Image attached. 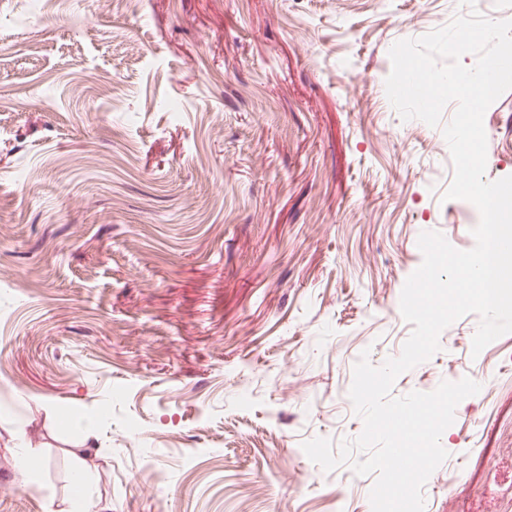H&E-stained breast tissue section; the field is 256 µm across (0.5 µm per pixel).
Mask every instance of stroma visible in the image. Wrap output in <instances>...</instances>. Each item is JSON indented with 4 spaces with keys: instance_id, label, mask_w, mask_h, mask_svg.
Returning <instances> with one entry per match:
<instances>
[{
    "instance_id": "1",
    "label": "stroma",
    "mask_w": 512,
    "mask_h": 512,
    "mask_svg": "<svg viewBox=\"0 0 512 512\" xmlns=\"http://www.w3.org/2000/svg\"><path fill=\"white\" fill-rule=\"evenodd\" d=\"M466 11L0 0V512L69 507L86 438L111 512H371L375 475L302 444L362 432L353 368L412 332L419 235L475 245L441 129L385 90L394 43ZM484 124L486 180L512 175V90ZM479 322L392 389L492 388L456 407L424 512H512V333L475 356Z\"/></svg>"
}]
</instances>
